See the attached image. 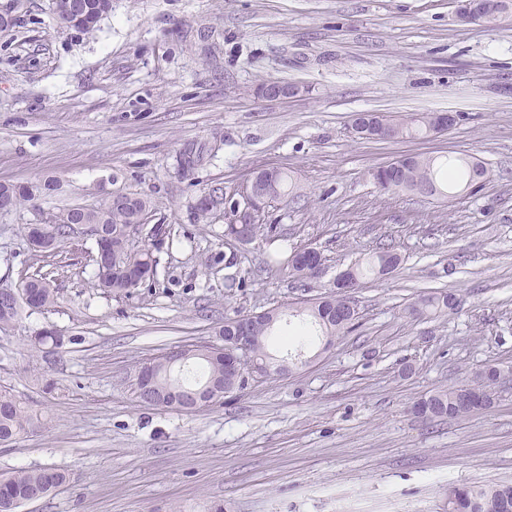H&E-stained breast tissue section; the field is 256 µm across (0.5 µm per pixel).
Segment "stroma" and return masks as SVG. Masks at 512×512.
I'll return each mask as SVG.
<instances>
[{
  "mask_svg": "<svg viewBox=\"0 0 512 512\" xmlns=\"http://www.w3.org/2000/svg\"><path fill=\"white\" fill-rule=\"evenodd\" d=\"M49 3L28 0L0 35V182L60 183L0 212V285L40 271L58 291L54 308L0 331V386L42 417L0 447V472L55 467L71 481L22 512H446L452 487L512 483V21L461 24L457 0H112L86 36ZM269 81L307 92L258 96ZM358 112L458 119L424 140H359ZM188 150L203 160L185 170ZM414 152L471 153L489 177L450 203L368 177ZM260 166L307 189L270 208L276 237L240 245L223 216L195 223L210 185L237 199ZM115 190L152 200L139 239L158 260L153 282L119 297L92 288L90 239L48 254L26 237ZM382 238L401 265L354 291L357 329L305 347L309 365L193 412L137 398L144 362L214 341L225 318L323 296ZM293 245L326 258L310 286L282 266ZM437 288L454 311L406 315ZM48 326L64 345L33 356L29 338ZM488 365L502 371L490 409L413 413L420 395Z\"/></svg>",
  "mask_w": 512,
  "mask_h": 512,
  "instance_id": "obj_1",
  "label": "stroma"
}]
</instances>
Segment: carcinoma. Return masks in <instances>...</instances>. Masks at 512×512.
<instances>
[{
  "label": "carcinoma",
  "mask_w": 512,
  "mask_h": 512,
  "mask_svg": "<svg viewBox=\"0 0 512 512\" xmlns=\"http://www.w3.org/2000/svg\"><path fill=\"white\" fill-rule=\"evenodd\" d=\"M75 10L63 21L66 27L82 34L94 32L103 16L112 10V0H73ZM438 112L391 115L377 112H359L354 115L352 131L359 140L376 139H425L435 124L441 122ZM488 176L485 163L475 156H433L422 153L406 154L371 171L374 182L385 192L414 194L424 187L430 197L452 198L471 196ZM261 187L272 202L299 200L305 194L304 186L292 171L277 167L259 171ZM57 190V181L46 179L34 186H15L0 182V210H13L24 206L38 194L50 195ZM226 205L224 186H210L194 205V218L207 224L212 215ZM150 199L135 194H125L120 205L98 208L68 207L59 210L48 222L51 235L37 246L42 252H55L66 247L74 235L76 223L98 224L101 231L90 235L94 251L105 257L104 262L94 263L92 285L119 296L153 279L157 273V261L151 247L132 242L129 226L143 224L152 210ZM230 217L237 233L252 242L262 235H274V224L253 222L249 211L229 206ZM402 261L394 245L379 243L356 259L341 272L342 280L351 288H357L367 279L379 280L392 273ZM292 277L305 282L317 277L319 261L309 258L304 248H292L284 258ZM24 298L14 305L0 306V329L12 327L26 309L42 311L55 303L56 291L51 281L41 275L29 276L21 281ZM446 291L425 293L407 308L413 318H439L455 309L449 304ZM267 315L251 325L253 336L251 355L259 362L275 366L276 361L268 352V338L284 319L292 317L301 325L300 335L322 337L325 344L351 333L358 322V311L347 290L336 286V291L318 297L308 306L295 309L292 306L271 308ZM63 336L39 332L31 338V351L42 352L46 347L63 346ZM201 366L202 374L191 380L183 376V370L160 368L154 378V386L160 391L175 389L184 393L198 390L214 380L222 378L224 364L221 358L207 350L191 358ZM501 376L495 367L473 371L464 381L427 392L418 401L430 419L460 418L485 409L493 401L492 384ZM224 379V378H222ZM245 385V377L233 381L224 379L227 392L233 393ZM40 423L39 417L12 389L0 386V446H10L27 431ZM69 475L52 467L17 468L0 473V512H17L29 499L41 500L66 484ZM448 512H512V484L472 486L461 484L448 491Z\"/></svg>",
  "instance_id": "carcinoma-1"
}]
</instances>
